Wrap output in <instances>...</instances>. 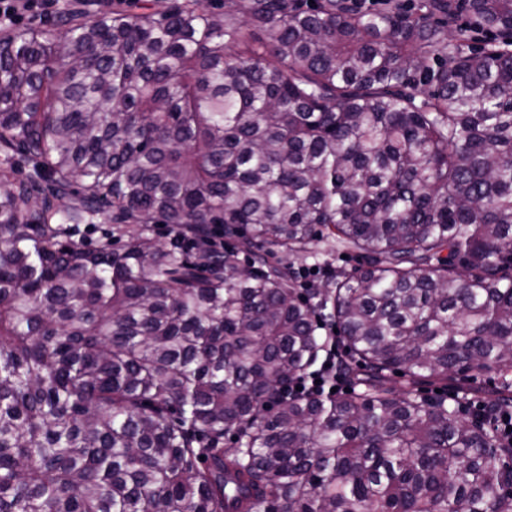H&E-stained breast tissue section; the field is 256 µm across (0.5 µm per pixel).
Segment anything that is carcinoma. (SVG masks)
<instances>
[{"instance_id": "carcinoma-1", "label": "carcinoma", "mask_w": 512, "mask_h": 512, "mask_svg": "<svg viewBox=\"0 0 512 512\" xmlns=\"http://www.w3.org/2000/svg\"><path fill=\"white\" fill-rule=\"evenodd\" d=\"M218 5L0 37V512H512V0ZM341 255H347L344 253H337L336 251L327 252L324 253L319 257L320 263H316L312 259H308L305 263L303 261H298V264L304 263V267H310L312 265H316L319 270L320 274L317 276L314 282H316L318 279H320L323 275L324 268L327 266L323 262H326L331 268L336 267H343L347 270H350L352 267L356 265V261L350 256L347 255V258H341ZM320 379V384H315V380ZM296 387H302L301 391H297ZM342 387L341 383L337 381L336 383V375H332L328 370L318 374L317 376L311 378L310 380L304 381L294 386L292 391L296 394H306L309 392H319L325 394H332L336 392H331L332 388L340 389Z\"/></svg>"}]
</instances>
